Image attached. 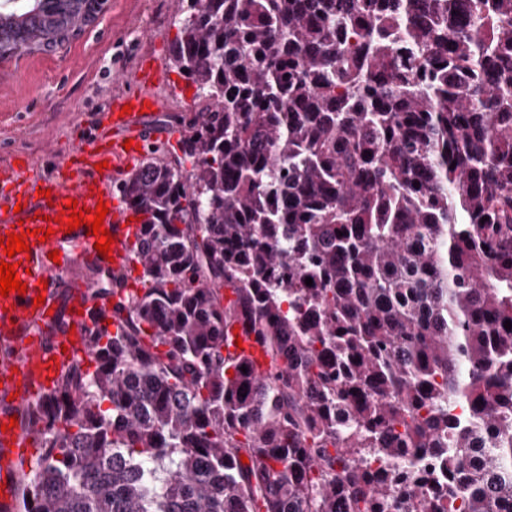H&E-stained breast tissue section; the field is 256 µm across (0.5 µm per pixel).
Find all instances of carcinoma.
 I'll use <instances>...</instances> for the list:
<instances>
[{
  "label": "carcinoma",
  "instance_id": "cac0c4a2",
  "mask_svg": "<svg viewBox=\"0 0 512 512\" xmlns=\"http://www.w3.org/2000/svg\"><path fill=\"white\" fill-rule=\"evenodd\" d=\"M181 2L143 287L90 273L116 332L22 412L23 512H512V0ZM106 3L0 10V61Z\"/></svg>",
  "mask_w": 512,
  "mask_h": 512
}]
</instances>
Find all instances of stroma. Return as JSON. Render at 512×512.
Here are the masks:
<instances>
[{
    "instance_id": "1",
    "label": "stroma",
    "mask_w": 512,
    "mask_h": 512,
    "mask_svg": "<svg viewBox=\"0 0 512 512\" xmlns=\"http://www.w3.org/2000/svg\"><path fill=\"white\" fill-rule=\"evenodd\" d=\"M179 17V0H107L98 21L55 52L0 62V120L10 126L0 134V160L24 156L55 173L57 156L102 124L116 95L135 89L132 77L149 57L167 69L148 88L164 114L194 112L191 82L169 66Z\"/></svg>"
}]
</instances>
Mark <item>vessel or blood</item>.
Segmentation results:
<instances>
[{"label":"vessel or blood","instance_id":"b4317fda","mask_svg":"<svg viewBox=\"0 0 512 512\" xmlns=\"http://www.w3.org/2000/svg\"><path fill=\"white\" fill-rule=\"evenodd\" d=\"M160 71L150 68L135 75V90L113 100L110 113L101 125L76 150L62 156L55 176L35 172L30 164L11 158L0 162V235L25 236L29 253L7 257L0 250V262L15 267L25 295L11 293L0 297V400L28 403L38 393L50 390L57 373L81 355L89 329L105 325L111 308L90 300L93 285L82 282L76 293L63 296L62 288L71 269L78 264L102 273L124 270L136 262L130 244L141 229L139 213L131 205H119L110 190L125 165L142 157L152 140L146 124L160 111L159 100L147 92V85L159 80ZM129 113H122V106ZM132 148H125V141ZM107 162L104 171L95 166ZM51 197H44V190ZM93 209L106 202L109 211L104 226L116 242L112 259H104L94 248L95 235L86 227L72 232L57 231L49 240L31 236L30 231L44 225L45 217H57L69 200ZM59 252V261H51L50 252ZM44 302H36L37 294ZM29 459V444L20 428L0 432V460L7 463L8 475L0 476V512H15L18 496V469Z\"/></svg>","mask_w":512,"mask_h":512}]
</instances>
